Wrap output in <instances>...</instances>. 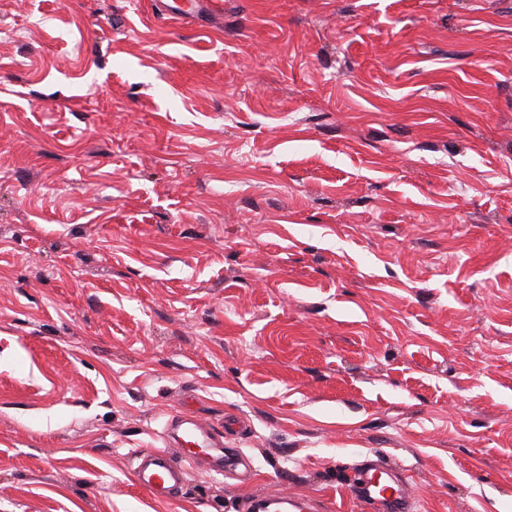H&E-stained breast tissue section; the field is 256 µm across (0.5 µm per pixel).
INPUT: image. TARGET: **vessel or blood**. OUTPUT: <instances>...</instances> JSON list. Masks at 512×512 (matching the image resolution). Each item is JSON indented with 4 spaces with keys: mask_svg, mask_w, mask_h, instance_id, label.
<instances>
[{
    "mask_svg": "<svg viewBox=\"0 0 512 512\" xmlns=\"http://www.w3.org/2000/svg\"><path fill=\"white\" fill-rule=\"evenodd\" d=\"M163 9L171 16L190 20L207 12L220 15L222 0H166ZM163 448L135 451L133 476L141 488L159 499L170 498L173 489L183 485L189 468L208 463L215 474L224 472V437L190 414L173 416ZM354 497L374 512H414V493L404 469L394 460L365 458L353 485ZM251 512H311L307 498L285 492L255 494Z\"/></svg>",
    "mask_w": 512,
    "mask_h": 512,
    "instance_id": "1",
    "label": "vessel or blood"
}]
</instances>
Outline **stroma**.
I'll return each instance as SVG.
<instances>
[{"instance_id":"obj_1","label":"stroma","mask_w":512,"mask_h":512,"mask_svg":"<svg viewBox=\"0 0 512 512\" xmlns=\"http://www.w3.org/2000/svg\"><path fill=\"white\" fill-rule=\"evenodd\" d=\"M226 477L133 479L184 410ZM512 512V0H0V512ZM162 10L173 17L191 21L199 13L207 12L213 16L224 12L220 0H167ZM352 493L357 500L381 512L414 511L412 485L405 470L392 459L365 458ZM313 509L307 498L288 495V493L262 492L255 494L249 503V509L254 512H309Z\"/></svg>"}]
</instances>
